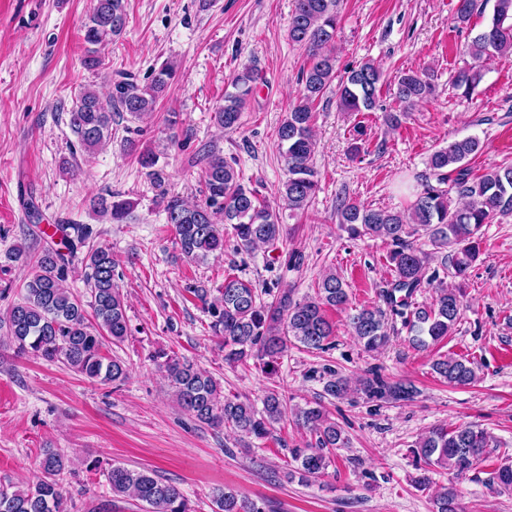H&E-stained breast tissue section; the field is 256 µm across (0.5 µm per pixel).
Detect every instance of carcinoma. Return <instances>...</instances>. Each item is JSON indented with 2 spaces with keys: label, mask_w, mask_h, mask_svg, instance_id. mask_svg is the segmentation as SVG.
Instances as JSON below:
<instances>
[{
  "label": "carcinoma",
  "mask_w": 512,
  "mask_h": 512,
  "mask_svg": "<svg viewBox=\"0 0 512 512\" xmlns=\"http://www.w3.org/2000/svg\"><path fill=\"white\" fill-rule=\"evenodd\" d=\"M492 12L482 27L464 45V53L473 64L458 70L451 86L461 98L472 95L482 78L483 62L496 54H512V0H455L453 16L459 25L469 24L476 14H485L488 2ZM340 0H295L288 38L308 53L310 66L300 73L302 84L298 98L290 105L277 130L279 153L286 171L280 195L295 213L304 212L318 189V172L313 163L316 143L313 138L314 106L336 78V55L332 46L339 29ZM126 26L124 0H95L84 25L86 43L83 65L97 70L103 65L101 49L120 37ZM174 65L168 61L149 76L145 84L132 74L113 80L104 97L84 91L69 112V124L80 145L91 151L112 137L113 114L129 112L143 116L154 110L159 94L174 77ZM260 81L258 72L246 69L231 82L233 91L224 93V103L214 112L215 123L225 130L239 126L241 113ZM385 77L371 62L345 72L340 79L339 104L347 112H369L376 108ZM436 91L434 74L403 71L394 77V99L398 109L385 114L392 128L417 104ZM482 150L476 137L451 140L435 150L428 162L429 174L413 192L414 200L403 210L369 209L348 200L336 206L338 224L353 237L369 236L391 245L389 260L395 278L381 291L380 303L362 307L349 316V327L366 351H377L389 340V317L395 315L410 334L409 342L424 349L451 335L461 318L463 301L460 289L436 286L435 298L428 306H413V296L435 275H426L425 259L408 240L409 225L428 234L431 243L454 249L455 274L465 275L479 254L484 225L497 215L512 214V164L490 167L478 177L472 176L467 162ZM236 162L212 151L206 157L202 176L203 200L190 204L178 196L164 206L182 258L203 263L224 251V230L231 228L234 250L249 253L259 246L277 249L283 241V225L270 205L259 201L256 190L241 182ZM463 200L452 205L451 193ZM134 203L118 193L110 198L90 200V208L116 224L129 216ZM67 249L62 252L46 245L33 255L16 244L0 255V269L16 264L27 267L23 297L7 313V335L18 352L51 362L85 378L121 386L129 376L125 362L103 354L105 342L119 345L129 335V320L124 299L116 283L117 260L107 247H90L94 230L89 224H55ZM88 247L83 257L90 301L83 303L67 288L72 259ZM184 291L201 303L212 318L210 328L221 338L224 362L235 364L255 357L263 361L268 373L276 371L278 360L292 337L307 349L329 348L334 326L326 315L328 308H344L349 295L342 278L334 273L323 276L313 297L294 301L291 289L279 290L275 301H260L257 288L239 276L227 275L217 289L203 281L191 280ZM168 380L178 405L212 428L229 427L237 433L265 439L274 425L282 421L287 402L276 390L266 392L262 409L250 401L224 395L219 383L189 360L159 351L154 355ZM433 371L454 387L476 382L475 362L453 354L432 363ZM324 392L343 398L351 391L348 379L330 368ZM360 391L370 398L389 397L407 400L413 389L405 384H388L375 375L363 381ZM298 427L315 435L313 445L291 448L297 463L287 477L310 483L325 474L333 461V451L345 445L342 431L321 406L297 410ZM492 437L476 425L448 430L436 427L412 449L424 462L414 484L427 486L430 467L436 466L462 476L477 465L491 447ZM69 459L48 450L39 462L35 479L21 486L0 484V512H66L65 497L58 477L68 468ZM112 493L128 495L145 503V512H193L180 489L160 480L146 469L115 465L107 472ZM492 483L504 492H512V464L500 466ZM218 512H265V507L229 490L215 497ZM434 512H458L457 493L445 487L434 500Z\"/></svg>",
  "instance_id": "carcinoma-1"
}]
</instances>
